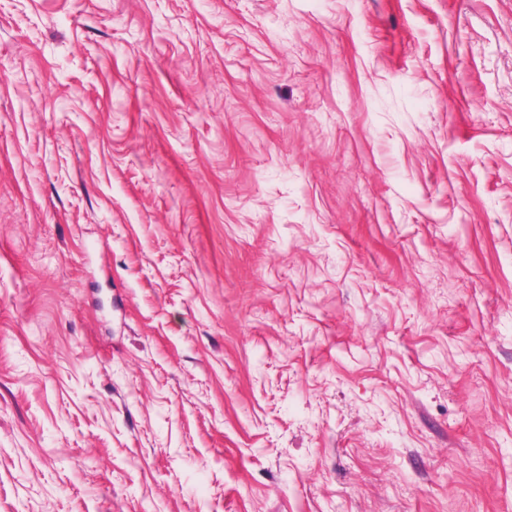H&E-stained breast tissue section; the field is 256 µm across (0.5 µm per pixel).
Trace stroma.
Masks as SVG:
<instances>
[{"label": "stroma", "instance_id": "35a3bbf8", "mask_svg": "<svg viewBox=\"0 0 512 512\" xmlns=\"http://www.w3.org/2000/svg\"><path fill=\"white\" fill-rule=\"evenodd\" d=\"M0 512H512V0H0Z\"/></svg>", "mask_w": 512, "mask_h": 512}]
</instances>
